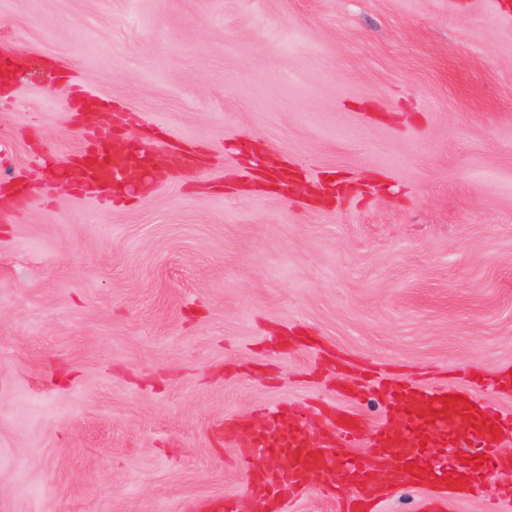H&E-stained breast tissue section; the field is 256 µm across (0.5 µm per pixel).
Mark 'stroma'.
<instances>
[{
	"label": "stroma",
	"mask_w": 512,
	"mask_h": 512,
	"mask_svg": "<svg viewBox=\"0 0 512 512\" xmlns=\"http://www.w3.org/2000/svg\"><path fill=\"white\" fill-rule=\"evenodd\" d=\"M0 50V512H199L245 496L227 424L512 369V0H0ZM56 60L194 169L45 185L82 141ZM120 173L114 168H105L79 175L77 184L83 187V192L94 196L103 204L112 202V185L118 181Z\"/></svg>",
	"instance_id": "1"
}]
</instances>
